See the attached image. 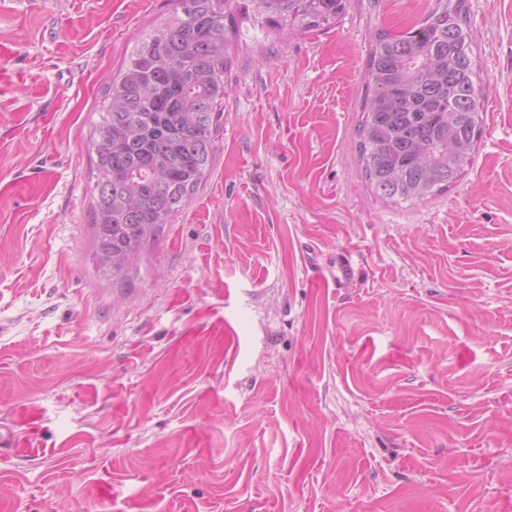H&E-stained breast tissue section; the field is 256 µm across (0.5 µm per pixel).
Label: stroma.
Instances as JSON below:
<instances>
[{
    "mask_svg": "<svg viewBox=\"0 0 512 512\" xmlns=\"http://www.w3.org/2000/svg\"><path fill=\"white\" fill-rule=\"evenodd\" d=\"M39 2L0 11V512H512V0H467L475 163L412 205L355 129L372 32L435 0L249 32L213 168L124 287L88 135L174 2ZM329 268L331 280L336 288H347L354 274L353 255L347 250H337L335 261Z\"/></svg>",
    "mask_w": 512,
    "mask_h": 512,
    "instance_id": "1",
    "label": "stroma"
}]
</instances>
